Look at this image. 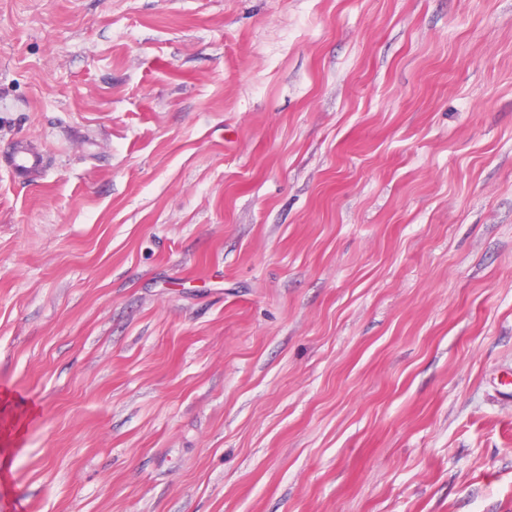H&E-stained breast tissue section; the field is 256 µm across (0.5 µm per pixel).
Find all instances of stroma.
<instances>
[{"mask_svg": "<svg viewBox=\"0 0 512 512\" xmlns=\"http://www.w3.org/2000/svg\"><path fill=\"white\" fill-rule=\"evenodd\" d=\"M0 512H512V0H0Z\"/></svg>", "mask_w": 512, "mask_h": 512, "instance_id": "35a3bbf8", "label": "stroma"}]
</instances>
